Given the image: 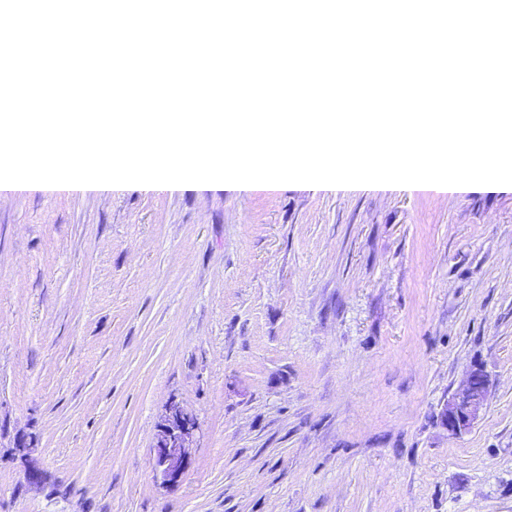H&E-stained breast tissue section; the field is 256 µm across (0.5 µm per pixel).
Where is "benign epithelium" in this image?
<instances>
[{
    "label": "benign epithelium",
    "mask_w": 512,
    "mask_h": 512,
    "mask_svg": "<svg viewBox=\"0 0 512 512\" xmlns=\"http://www.w3.org/2000/svg\"><path fill=\"white\" fill-rule=\"evenodd\" d=\"M489 378L481 370H470L464 384L448 400L443 422L448 433L457 436L474 424L483 409ZM196 419L177 402L172 401L157 427L153 445V472L163 487H174L183 481L190 468V451Z\"/></svg>",
    "instance_id": "benign-epithelium-1"
}]
</instances>
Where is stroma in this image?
Here are the masks:
<instances>
[{
	"label": "stroma",
	"instance_id": "stroma-1",
	"mask_svg": "<svg viewBox=\"0 0 512 512\" xmlns=\"http://www.w3.org/2000/svg\"><path fill=\"white\" fill-rule=\"evenodd\" d=\"M0 512H512V193L0 190ZM488 388L489 378L484 371H469L443 410V422L450 435L457 436L471 428L483 409ZM196 419L177 402H170L157 427L153 445V472L163 487H174L183 481L190 468V451Z\"/></svg>",
	"mask_w": 512,
	"mask_h": 512
}]
</instances>
